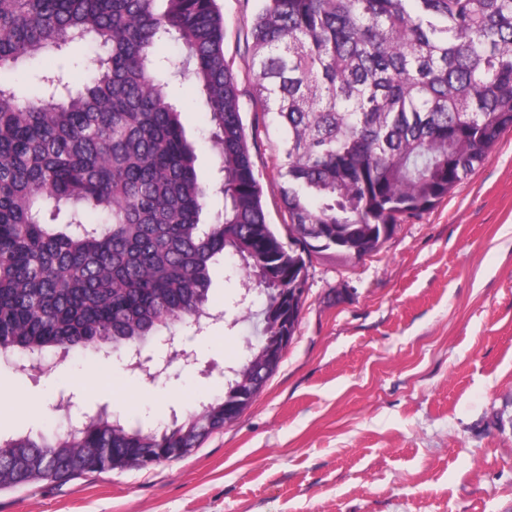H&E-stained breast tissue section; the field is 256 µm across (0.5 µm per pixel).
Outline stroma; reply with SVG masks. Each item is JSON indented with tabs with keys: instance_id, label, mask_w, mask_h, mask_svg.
<instances>
[{
	"instance_id": "35a3bbf8",
	"label": "stroma",
	"mask_w": 512,
	"mask_h": 512,
	"mask_svg": "<svg viewBox=\"0 0 512 512\" xmlns=\"http://www.w3.org/2000/svg\"><path fill=\"white\" fill-rule=\"evenodd\" d=\"M224 53L250 95L246 34L260 0H217ZM267 220L288 226L275 139L251 147ZM222 322L175 331L198 365L133 375L104 348L37 378L0 363V434L106 410L147 425L218 394L201 365H234L264 297L216 269ZM0 512H512V129L433 209L404 218L359 260L316 255L295 336L235 423L184 458L0 489Z\"/></svg>"
}]
</instances>
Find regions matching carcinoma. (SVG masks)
Wrapping results in <instances>:
<instances>
[{"label":"carcinoma","instance_id":"obj_1","mask_svg":"<svg viewBox=\"0 0 512 512\" xmlns=\"http://www.w3.org/2000/svg\"><path fill=\"white\" fill-rule=\"evenodd\" d=\"M252 110L278 136L289 241L267 223L241 92L216 0H0V69L97 43L74 88L0 82V357L122 352L208 307L210 270L236 260L266 296L262 334L224 393L155 427L108 412L71 430L0 436V489L96 471L93 448L170 455L224 427V400L294 305L312 256L377 251L432 208L512 127V0H261L251 29ZM165 44L182 59L164 63ZM206 107L214 179L173 93Z\"/></svg>","mask_w":512,"mask_h":512}]
</instances>
